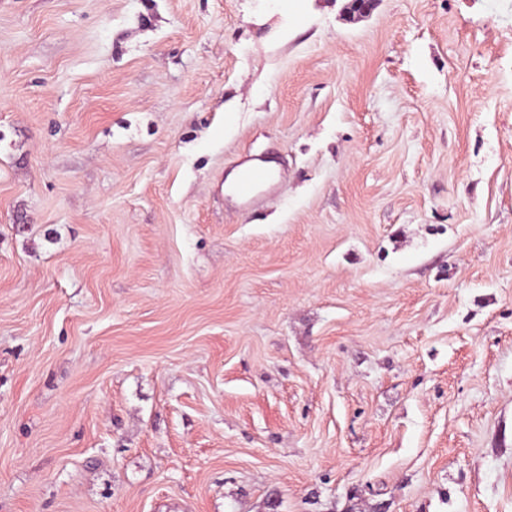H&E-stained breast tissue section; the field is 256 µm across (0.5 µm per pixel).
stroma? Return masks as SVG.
Masks as SVG:
<instances>
[{"mask_svg":"<svg viewBox=\"0 0 512 512\" xmlns=\"http://www.w3.org/2000/svg\"><path fill=\"white\" fill-rule=\"evenodd\" d=\"M347 3L0 0V512H512V0ZM241 169L235 191L241 206L248 207L263 189L269 188L274 181L265 159H248L240 163Z\"/></svg>","mask_w":512,"mask_h":512,"instance_id":"35a3bbf8","label":"stroma"}]
</instances>
